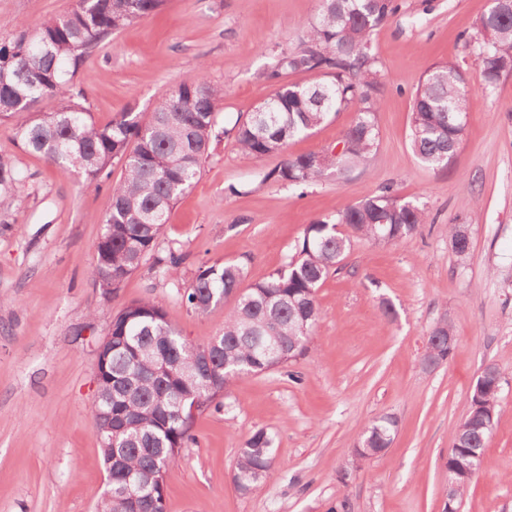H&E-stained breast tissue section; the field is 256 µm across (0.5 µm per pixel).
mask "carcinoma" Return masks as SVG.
<instances>
[{
    "instance_id": "carcinoma-1",
    "label": "carcinoma",
    "mask_w": 512,
    "mask_h": 512,
    "mask_svg": "<svg viewBox=\"0 0 512 512\" xmlns=\"http://www.w3.org/2000/svg\"><path fill=\"white\" fill-rule=\"evenodd\" d=\"M166 0H76L66 15L31 28L16 23L13 36L0 41V121L32 112L46 98L57 109L33 112L18 134L22 147L43 155L63 169L83 173L99 185L112 165L123 168L112 188L104 226V242L96 246L90 277L100 287L116 289L151 256L169 210L195 184L202 161L216 139L215 112L224 86L212 82L203 64L186 74L176 89L159 98L149 115L125 110L104 126L84 105L74 78L86 60L113 33L160 10ZM397 0H321L302 46L281 50L265 72L274 93L250 117L232 128L245 155L262 160L282 156L270 173L295 187L320 182L330 171L344 176L364 163L375 148V112L390 85L372 53L373 32L395 16ZM466 43L480 69L483 89L490 93L501 77L512 73V0L494 3L476 22ZM293 75H317L316 81L290 82ZM465 75L454 62L424 71L413 91L410 147L420 164L443 168L456 151L464 127L467 98ZM355 112L342 132L343 150L291 155L288 143L306 136L333 114ZM20 175L0 158V209L12 204ZM429 221L425 204L408 201L391 185L334 216L305 225L296 255L266 280L242 287L245 268L236 262L198 267L183 298L204 313L234 297L236 306L224 329L204 343L181 336L167 319L162 303L142 299L112 318V345L106 353L98 385L99 400L91 415L104 463H112L109 494L95 512H166L161 473L179 452L196 442L194 400L220 410L221 398L240 376L282 367L308 351L319 318L318 288L343 269L353 238L371 242L401 241L421 232ZM457 256L468 257L471 240L461 224L448 225ZM186 256L175 250L155 257V265L174 277ZM453 326L438 322L429 332L425 353L450 356L444 342ZM210 351V366L195 371V359ZM501 383L478 379L469 410L448 450V473L454 495L462 497L476 476L472 464L483 459L499 414ZM396 422L382 416L360 436L363 455L374 456L393 441ZM273 437L253 432L240 449L233 482L242 493L257 490L272 470Z\"/></svg>"
}]
</instances>
